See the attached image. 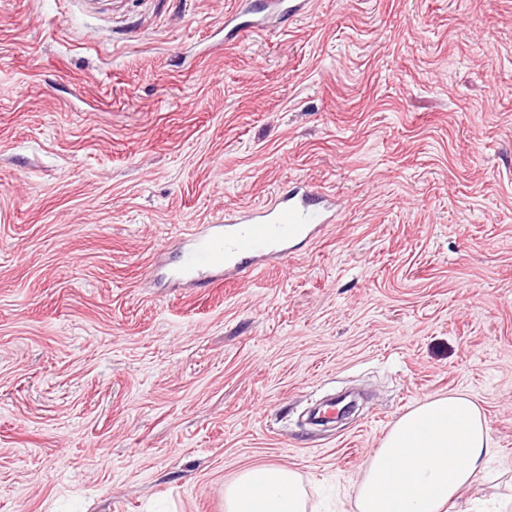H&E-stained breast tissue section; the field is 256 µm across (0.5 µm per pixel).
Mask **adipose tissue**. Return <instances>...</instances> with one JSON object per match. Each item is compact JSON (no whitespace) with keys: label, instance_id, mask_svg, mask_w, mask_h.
<instances>
[{"label":"adipose tissue","instance_id":"obj_1","mask_svg":"<svg viewBox=\"0 0 512 512\" xmlns=\"http://www.w3.org/2000/svg\"><path fill=\"white\" fill-rule=\"evenodd\" d=\"M494 445L477 404L463 394L429 399L391 427L357 491L358 512H450ZM225 512H308L299 475L278 465L243 470L224 488Z\"/></svg>","mask_w":512,"mask_h":512}]
</instances>
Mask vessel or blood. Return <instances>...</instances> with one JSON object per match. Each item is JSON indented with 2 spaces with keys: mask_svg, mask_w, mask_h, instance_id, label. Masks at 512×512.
Segmentation results:
<instances>
[{
  "mask_svg": "<svg viewBox=\"0 0 512 512\" xmlns=\"http://www.w3.org/2000/svg\"><path fill=\"white\" fill-rule=\"evenodd\" d=\"M262 20L233 13L224 19V39L261 29ZM336 203L307 182L289 186L274 203L240 211L224 223L210 224L182 242L178 274L191 283L214 284L256 272L268 262L283 264L294 257L298 242L315 238L334 222Z\"/></svg>",
  "mask_w": 512,
  "mask_h": 512,
  "instance_id": "1",
  "label": "vessel or blood"
}]
</instances>
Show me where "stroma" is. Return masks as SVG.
Instances as JSON below:
<instances>
[{"label": "stroma", "instance_id": "35a3bbf8", "mask_svg": "<svg viewBox=\"0 0 512 512\" xmlns=\"http://www.w3.org/2000/svg\"><path fill=\"white\" fill-rule=\"evenodd\" d=\"M236 3L0 0V512H224L268 463L356 512L448 393L496 442L461 508L512 512V0H308L228 45ZM301 179L337 218L288 264L171 282Z\"/></svg>", "mask_w": 512, "mask_h": 512}]
</instances>
